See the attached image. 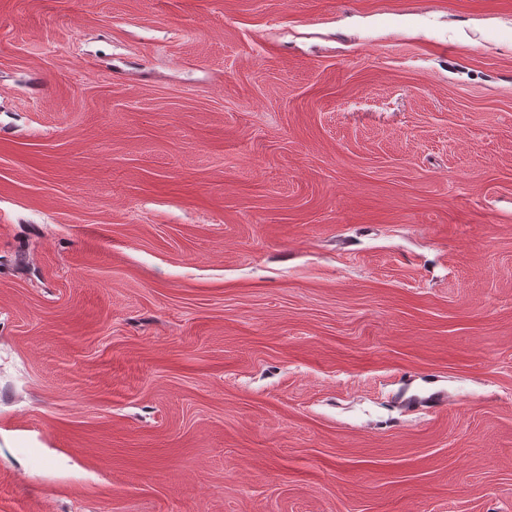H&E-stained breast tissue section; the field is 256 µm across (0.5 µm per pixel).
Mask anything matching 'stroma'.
<instances>
[{"label": "stroma", "mask_w": 512, "mask_h": 512, "mask_svg": "<svg viewBox=\"0 0 512 512\" xmlns=\"http://www.w3.org/2000/svg\"><path fill=\"white\" fill-rule=\"evenodd\" d=\"M0 512H512V0H0Z\"/></svg>", "instance_id": "35a3bbf8"}]
</instances>
